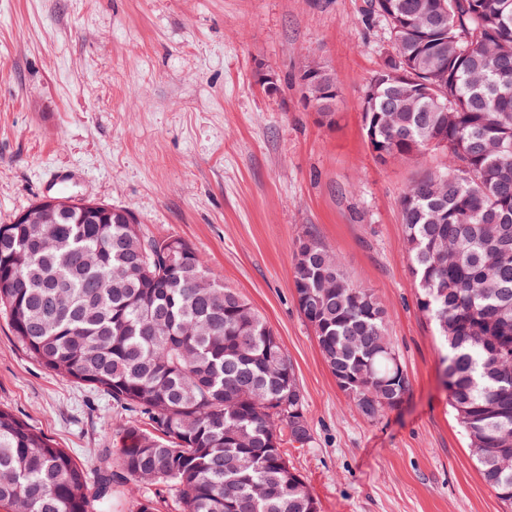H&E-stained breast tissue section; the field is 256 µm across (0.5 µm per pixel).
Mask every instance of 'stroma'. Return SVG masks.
<instances>
[{"label":"stroma","mask_w":512,"mask_h":512,"mask_svg":"<svg viewBox=\"0 0 512 512\" xmlns=\"http://www.w3.org/2000/svg\"><path fill=\"white\" fill-rule=\"evenodd\" d=\"M366 3L0 0V224L72 195L191 243L288 353L311 441L286 456L319 512H512L453 417L404 247L401 196L446 158L382 162L363 131L365 89L391 51ZM316 62L337 80L330 126L303 100ZM308 233L388 311L411 389L377 417L338 387L299 310L293 256ZM0 407L84 468L88 498L109 485L112 512L158 494L117 476L111 397L44 368L1 308Z\"/></svg>","instance_id":"obj_1"}]
</instances>
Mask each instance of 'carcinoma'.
I'll list each match as a JSON object with an SVG mask.
<instances>
[{
	"mask_svg": "<svg viewBox=\"0 0 512 512\" xmlns=\"http://www.w3.org/2000/svg\"><path fill=\"white\" fill-rule=\"evenodd\" d=\"M390 30L385 67L409 83L370 81L363 125L380 159L441 150L448 165L401 199L416 304L444 355L450 406L478 448L512 432V0H371ZM129 212L106 223L56 212L53 224H0V306L46 369L112 395L128 412L118 444L130 479L176 492L178 512H318L282 447L311 439L291 388L268 359L288 357L267 322L186 240V263L155 259L167 239L129 234ZM30 262L11 267L19 249ZM295 285H315L300 312L335 378L374 370L357 410L392 376L388 312L350 282L314 236L294 253ZM213 287H195L198 275ZM145 416L156 433L140 428ZM473 460L512 504V468ZM84 471L62 448L0 407V512H89Z\"/></svg>",
	"mask_w": 512,
	"mask_h": 512,
	"instance_id": "1",
	"label": "carcinoma"
}]
</instances>
